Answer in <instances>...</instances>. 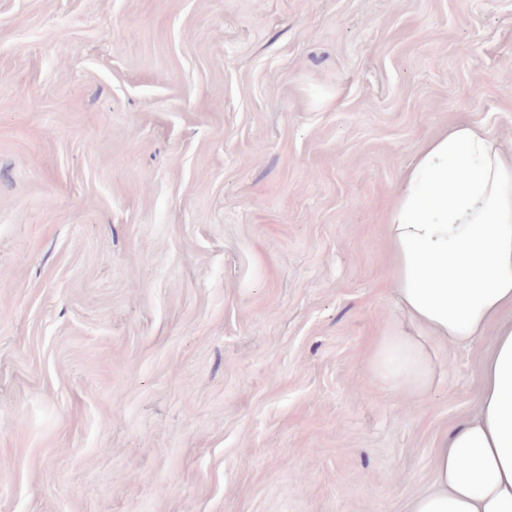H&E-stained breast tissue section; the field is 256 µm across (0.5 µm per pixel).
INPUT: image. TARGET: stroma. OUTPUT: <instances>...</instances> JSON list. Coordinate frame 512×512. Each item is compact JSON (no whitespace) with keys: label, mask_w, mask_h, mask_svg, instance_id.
Returning a JSON list of instances; mask_svg holds the SVG:
<instances>
[{"label":"stroma","mask_w":512,"mask_h":512,"mask_svg":"<svg viewBox=\"0 0 512 512\" xmlns=\"http://www.w3.org/2000/svg\"><path fill=\"white\" fill-rule=\"evenodd\" d=\"M465 121L512 151V0H0V512H406L384 224Z\"/></svg>","instance_id":"1"}]
</instances>
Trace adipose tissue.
<instances>
[{
    "label": "adipose tissue",
    "mask_w": 512,
    "mask_h": 512,
    "mask_svg": "<svg viewBox=\"0 0 512 512\" xmlns=\"http://www.w3.org/2000/svg\"><path fill=\"white\" fill-rule=\"evenodd\" d=\"M386 230L410 324L378 338L373 376L420 397L435 378L427 341L490 344L478 409L436 449L435 486L409 512H512V154L470 123L432 137L403 176Z\"/></svg>",
    "instance_id": "adipose-tissue-1"
}]
</instances>
